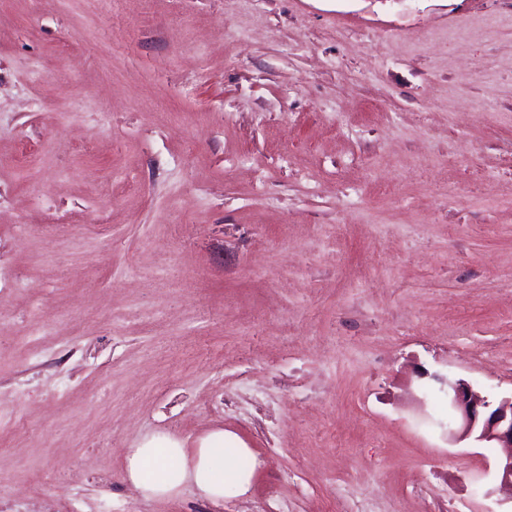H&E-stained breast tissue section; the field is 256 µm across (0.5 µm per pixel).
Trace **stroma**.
Segmentation results:
<instances>
[{
	"mask_svg": "<svg viewBox=\"0 0 512 512\" xmlns=\"http://www.w3.org/2000/svg\"><path fill=\"white\" fill-rule=\"evenodd\" d=\"M496 0H0V512H512ZM222 429L246 495L133 498ZM481 483H474V476ZM448 438L509 448L497 462L501 487L512 493V395L496 402L473 391L463 380H448Z\"/></svg>",
	"mask_w": 512,
	"mask_h": 512,
	"instance_id": "stroma-1",
	"label": "stroma"
}]
</instances>
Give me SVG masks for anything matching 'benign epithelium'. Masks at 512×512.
<instances>
[{
  "instance_id": "benign-epithelium-1",
  "label": "benign epithelium",
  "mask_w": 512,
  "mask_h": 512,
  "mask_svg": "<svg viewBox=\"0 0 512 512\" xmlns=\"http://www.w3.org/2000/svg\"><path fill=\"white\" fill-rule=\"evenodd\" d=\"M448 438L508 449L497 462L500 485L512 489V396L492 402L463 380L448 381Z\"/></svg>"
}]
</instances>
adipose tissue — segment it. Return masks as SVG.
<instances>
[{
  "label": "adipose tissue",
  "instance_id": "ef3b65f1",
  "mask_svg": "<svg viewBox=\"0 0 512 512\" xmlns=\"http://www.w3.org/2000/svg\"><path fill=\"white\" fill-rule=\"evenodd\" d=\"M246 448L222 430L208 433L194 447L169 437L155 436L139 447L129 449L124 462L130 483L144 496L163 498L193 486L212 503L244 494L251 473L234 465L236 455Z\"/></svg>",
  "mask_w": 512,
  "mask_h": 512
}]
</instances>
